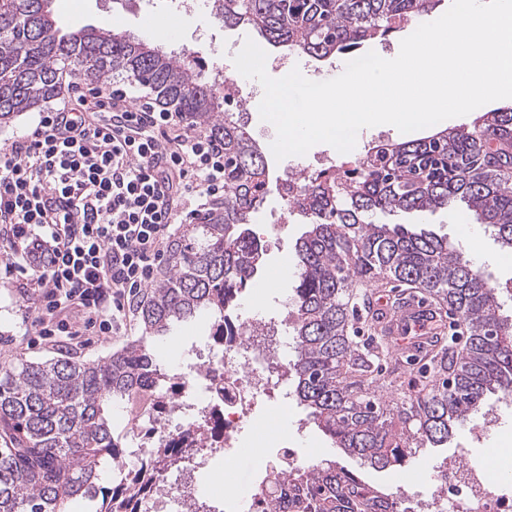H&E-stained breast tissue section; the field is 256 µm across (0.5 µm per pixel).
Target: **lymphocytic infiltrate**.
I'll return each mask as SVG.
<instances>
[{
	"label": "lymphocytic infiltrate",
	"instance_id": "1",
	"mask_svg": "<svg viewBox=\"0 0 512 512\" xmlns=\"http://www.w3.org/2000/svg\"><path fill=\"white\" fill-rule=\"evenodd\" d=\"M224 195V146L123 87H90L0 150L6 272L37 336L117 333L174 225Z\"/></svg>",
	"mask_w": 512,
	"mask_h": 512
}]
</instances>
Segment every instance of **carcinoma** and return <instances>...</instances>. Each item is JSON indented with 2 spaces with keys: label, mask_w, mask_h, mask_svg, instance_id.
Masks as SVG:
<instances>
[{
  "label": "carcinoma",
  "mask_w": 512,
  "mask_h": 512,
  "mask_svg": "<svg viewBox=\"0 0 512 512\" xmlns=\"http://www.w3.org/2000/svg\"><path fill=\"white\" fill-rule=\"evenodd\" d=\"M53 2L0 0V127L58 95L60 74L79 61L90 80L120 76L220 139L224 198L184 225L159 276L132 299L140 336L97 362L67 351L0 369V512H70L94 498L101 472L125 451L112 436V408L146 386L175 388L153 338L200 316L210 319L211 336L224 337L226 315L240 305L264 254L249 224L266 202L270 168L247 132L243 105L227 106L187 53L169 54L113 27L62 32ZM442 2L213 0L211 10L226 27L254 30L265 51L321 60L385 41ZM460 205L512 249V106L470 126L380 142L363 154L348 186L311 177L293 200L305 231L295 244L297 275L283 316L293 352L288 392L335 448L374 470L402 467L419 448L447 447L490 396H512V321L500 313L501 288L447 240L377 220ZM382 279L446 304L469 333L464 355L436 353L426 369L431 384L391 406L368 392L373 353L359 351L350 336L352 288ZM196 452L161 443L121 475L100 512H136L163 473ZM294 479L291 503L272 512H402L394 493L332 460Z\"/></svg>",
  "instance_id": "carcinoma-1"
}]
</instances>
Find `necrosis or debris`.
I'll return each mask as SVG.
<instances>
[{
    "label": "necrosis or debris",
    "instance_id": "4bbe7bcc",
    "mask_svg": "<svg viewBox=\"0 0 512 512\" xmlns=\"http://www.w3.org/2000/svg\"><path fill=\"white\" fill-rule=\"evenodd\" d=\"M230 326L223 344L205 339L195 342L191 360L179 362L180 387L165 414V423L154 420L156 390L144 389L133 417L153 420V434L146 439L139 430H132L126 451L130 462H138L150 440L200 439L211 453L232 454L245 445L241 429L258 397L288 405L291 397L270 369L272 353L256 338L260 331L278 335L279 324L236 314ZM205 465V459L200 458L190 468L169 470L160 487L140 500L138 512H187L197 493L194 474ZM447 473L431 498L409 502L410 512H512V489L493 481L483 468L451 465Z\"/></svg>",
    "mask_w": 512,
    "mask_h": 512
}]
</instances>
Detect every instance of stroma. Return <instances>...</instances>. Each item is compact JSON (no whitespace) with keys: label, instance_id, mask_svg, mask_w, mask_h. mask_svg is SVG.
Returning <instances> with one entry per match:
<instances>
[{"label":"stroma","instance_id":"stroma-1","mask_svg":"<svg viewBox=\"0 0 512 512\" xmlns=\"http://www.w3.org/2000/svg\"><path fill=\"white\" fill-rule=\"evenodd\" d=\"M168 3L169 0H150L149 5L141 9L135 0H55L54 7L60 26L66 31L109 22L151 41L155 38L151 28L154 21L178 22L179 35L166 40L168 49L179 53H196L204 77H211L220 70L227 76H236L232 58L240 51L245 39L250 37V30L226 28L204 8L193 16L177 17L170 12ZM314 154L332 157L336 151L330 145L318 144L312 147L310 155L299 158L289 156L269 163L272 180L267 200L251 226L262 241L265 252L256 286L247 288L243 294V316L261 318L280 312L291 292L292 280L282 279L280 271L285 263L296 266L294 245L303 227L284 219L286 203L282 198L283 183L288 178L290 167L308 164ZM386 221L408 227L417 224L447 237L449 243L459 247L464 257L490 280L512 286V250L495 242L484 225L473 220L465 224L455 223L452 213L446 211L424 217L398 213L387 216ZM34 316L32 304L21 299L15 280L0 278V367L21 359L43 362L57 357L64 349L71 350L79 359L98 361L141 334L139 320L132 314L127 317L121 331L112 336H65L56 340H42L32 329ZM209 327L210 322L205 318L181 325L172 337L157 343L159 362L168 371H175L183 347L207 335ZM423 382L420 362L399 358L391 350L382 358L373 387L379 397L392 404L397 399L416 394ZM480 422V417H472L457 426L447 447L418 449L414 458L401 468L364 470L357 461L339 455L313 422L307 421L302 407L293 403L282 408L274 400L266 399L258 404L244 425L245 434L255 442L253 452H235L228 461L223 456H216L209 474L219 479L229 478L232 491L246 494L265 454L273 453L275 440L282 439L310 460L335 459L341 466L362 471L372 483L394 492H416L424 497L436 487L434 476L437 468L445 459L454 457L457 449H468L465 461L469 464L482 465L489 460L497 464L512 456V404H500L495 426L486 430L481 440H470L472 428Z\"/></svg>","mask_w":512,"mask_h":512}]
</instances>
